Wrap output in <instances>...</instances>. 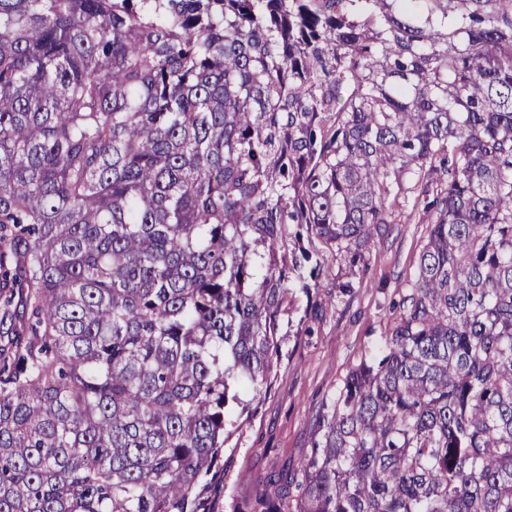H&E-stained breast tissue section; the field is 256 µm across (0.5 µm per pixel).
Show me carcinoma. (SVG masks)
I'll list each match as a JSON object with an SVG mask.
<instances>
[{
	"mask_svg": "<svg viewBox=\"0 0 512 512\" xmlns=\"http://www.w3.org/2000/svg\"><path fill=\"white\" fill-rule=\"evenodd\" d=\"M416 179L379 357L236 512H512V0H0V512H223L287 282Z\"/></svg>",
	"mask_w": 512,
	"mask_h": 512,
	"instance_id": "carcinoma-1",
	"label": "carcinoma"
}]
</instances>
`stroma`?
I'll return each mask as SVG.
<instances>
[{
  "instance_id": "stroma-1",
  "label": "stroma",
  "mask_w": 512,
  "mask_h": 512,
  "mask_svg": "<svg viewBox=\"0 0 512 512\" xmlns=\"http://www.w3.org/2000/svg\"><path fill=\"white\" fill-rule=\"evenodd\" d=\"M434 198L412 190L393 205L401 223L364 258L324 250L321 277L305 287L293 284V301L280 316L271 386L253 400V416L229 442L236 465L224 480L223 512L307 457L317 417L333 406L349 369L378 350L401 312L436 213ZM343 281L351 282L350 291L340 289Z\"/></svg>"
}]
</instances>
